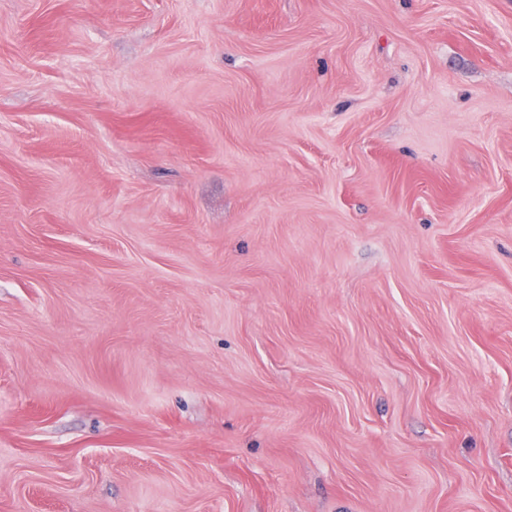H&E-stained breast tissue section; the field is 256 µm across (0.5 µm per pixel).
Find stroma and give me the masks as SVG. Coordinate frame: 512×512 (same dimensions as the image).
Wrapping results in <instances>:
<instances>
[{
  "label": "stroma",
  "mask_w": 512,
  "mask_h": 512,
  "mask_svg": "<svg viewBox=\"0 0 512 512\" xmlns=\"http://www.w3.org/2000/svg\"><path fill=\"white\" fill-rule=\"evenodd\" d=\"M0 512H512V0H0Z\"/></svg>",
  "instance_id": "stroma-1"
}]
</instances>
